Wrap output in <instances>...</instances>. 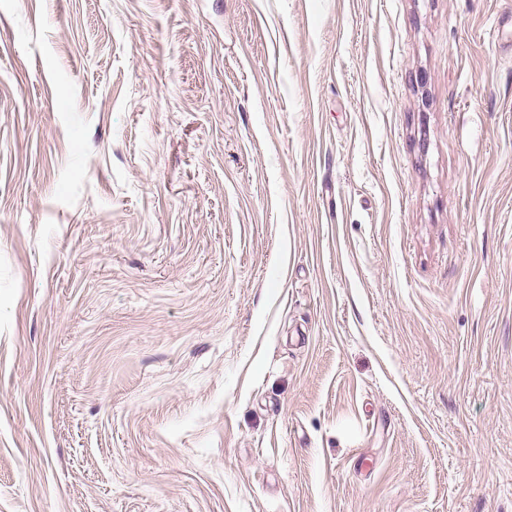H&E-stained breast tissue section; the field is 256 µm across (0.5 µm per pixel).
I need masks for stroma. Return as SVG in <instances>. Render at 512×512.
<instances>
[{
    "instance_id": "1",
    "label": "stroma",
    "mask_w": 512,
    "mask_h": 512,
    "mask_svg": "<svg viewBox=\"0 0 512 512\" xmlns=\"http://www.w3.org/2000/svg\"><path fill=\"white\" fill-rule=\"evenodd\" d=\"M0 512H512V0H0Z\"/></svg>"
}]
</instances>
